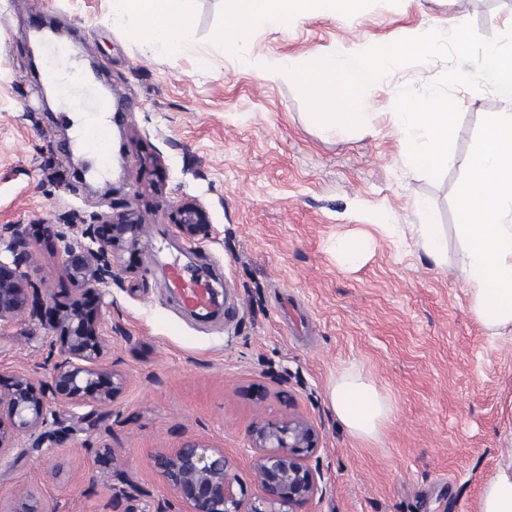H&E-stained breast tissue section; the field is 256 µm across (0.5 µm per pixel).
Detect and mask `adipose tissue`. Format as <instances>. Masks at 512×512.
<instances>
[{"label":"adipose tissue","instance_id":"ef3b65f1","mask_svg":"<svg viewBox=\"0 0 512 512\" xmlns=\"http://www.w3.org/2000/svg\"><path fill=\"white\" fill-rule=\"evenodd\" d=\"M189 0H113L114 11L133 20L150 49H169L191 31ZM365 0H224L225 26L216 37L240 55L262 25L286 28L321 13L354 15ZM456 232L463 250L455 267L474 309L495 336L512 334V113L492 112L479 148L470 157L459 202ZM330 400L355 437L377 438L391 414L388 400L361 373L336 379ZM507 463L483 486L476 512H512V448Z\"/></svg>","mask_w":512,"mask_h":512}]
</instances>
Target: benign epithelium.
<instances>
[{"instance_id": "benign-epithelium-1", "label": "benign epithelium", "mask_w": 512, "mask_h": 512, "mask_svg": "<svg viewBox=\"0 0 512 512\" xmlns=\"http://www.w3.org/2000/svg\"><path fill=\"white\" fill-rule=\"evenodd\" d=\"M111 233L93 248L79 242L87 234L81 224L69 225L71 236L61 235L46 224L48 235L63 243L66 271L79 291L101 288L112 277V258L122 247L148 235V226L136 224L124 214L112 216ZM207 211L194 200L180 204L176 236L195 243L212 235ZM0 331L26 319L46 328H64L62 348L53 366L51 381L40 382L22 374L12 385L0 388V461L29 438L41 443L47 430L51 405L80 408L94 405L103 411L112 404L121 379L105 362L111 337L90 331L78 310L64 317L57 310L43 309L39 288L22 287V267L34 260L29 233L23 224L0 227ZM252 472L266 508L247 507L236 490L237 477L224 449L188 441L170 454L158 457L162 476L183 495V512H298L319 492L321 475L310 465L320 444L315 426L302 417L256 425L248 437Z\"/></svg>"}]
</instances>
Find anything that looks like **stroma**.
Masks as SVG:
<instances>
[{
	"label": "stroma",
	"instance_id": "obj_1",
	"mask_svg": "<svg viewBox=\"0 0 512 512\" xmlns=\"http://www.w3.org/2000/svg\"><path fill=\"white\" fill-rule=\"evenodd\" d=\"M182 45L149 53L140 29L112 0H0V225H26L36 259L24 269L45 300L65 309L74 290L62 244L43 227L77 220L98 230L134 210L150 235L123 253L122 271L95 302V326L123 389L102 414L54 408L57 438L24 440L0 461V506L44 512H180L157 455L197 440L223 448L248 499L259 491L247 433L289 414L321 435L323 492L304 512H476L483 485L512 448V334L491 336L462 282L458 187L488 112H506L491 87L456 88L455 163L439 179L413 170L391 112L405 85L424 89L446 61L394 71L378 82L368 128L342 136L314 123L289 76L259 80L254 60L305 64L359 41H394L432 26L473 22L493 36L512 27V0H366L353 17L314 15L265 26L241 58L215 37L224 0H192ZM63 31L33 59L32 23ZM77 45L80 68L60 58ZM72 71L64 109L42 106L37 71ZM129 104L108 121L112 168L99 185L78 126L97 112L101 85ZM208 212L211 238L172 235L178 204ZM426 211H419V202ZM436 224L448 241L435 264L411 236L385 223ZM370 234L355 268L336 240ZM206 287H228L219 314L185 309L161 266ZM59 337L39 321L0 332V386L26 374L48 380ZM361 370L391 404L378 439L353 437L329 400L336 377ZM27 499H18L19 489Z\"/></svg>",
	"mask_w": 512,
	"mask_h": 512
}]
</instances>
